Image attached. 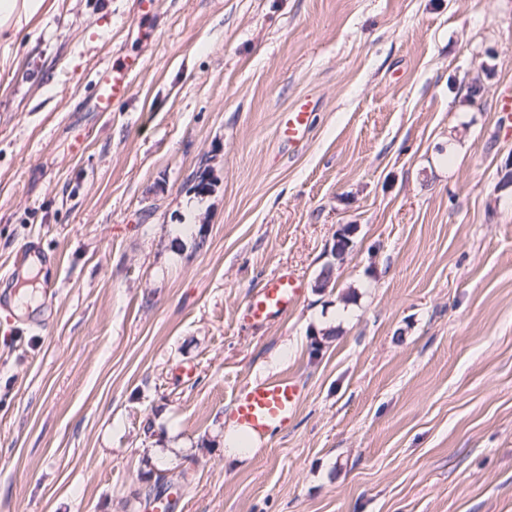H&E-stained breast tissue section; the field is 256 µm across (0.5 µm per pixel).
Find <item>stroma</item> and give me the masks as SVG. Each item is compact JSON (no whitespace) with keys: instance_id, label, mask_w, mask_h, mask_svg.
Wrapping results in <instances>:
<instances>
[{"instance_id":"obj_1","label":"stroma","mask_w":512,"mask_h":512,"mask_svg":"<svg viewBox=\"0 0 512 512\" xmlns=\"http://www.w3.org/2000/svg\"><path fill=\"white\" fill-rule=\"evenodd\" d=\"M12 48L0 271L30 237L60 262L45 327L0 313V512H152L160 470L188 473L172 512H512V0H58ZM285 268L301 300L252 329ZM278 374L295 420L225 456ZM141 62L128 55L119 56L111 65L101 70L95 82L94 93L88 98L97 112H105L116 101L125 99L132 87V74ZM319 106L317 99L305 96L298 99L291 108L282 112L278 123V137L291 146H300L312 128L310 116ZM303 400L302 386L291 377H271L241 386L233 400V422L251 436H271L288 429ZM230 426L224 436V453L246 457L255 448L242 446L243 430Z\"/></svg>"}]
</instances>
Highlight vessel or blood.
Here are the masks:
<instances>
[{
    "instance_id": "b4317fda",
    "label": "vessel or blood",
    "mask_w": 512,
    "mask_h": 512,
    "mask_svg": "<svg viewBox=\"0 0 512 512\" xmlns=\"http://www.w3.org/2000/svg\"><path fill=\"white\" fill-rule=\"evenodd\" d=\"M141 64L123 55L101 70L89 101L100 112L107 111L116 101L125 99L132 87V75ZM319 106L317 99L306 96L282 112L278 123V137L289 145L300 146L312 128L310 116ZM39 263L52 268L57 264L54 255L41 250L38 242L30 240L15 254L12 268ZM303 295L302 279L291 271L273 274L261 292L249 299L245 309L247 323L262 327L273 323L292 310ZM303 399V390L291 377H271L255 380L241 386L233 400L231 417L245 432L257 437L286 430L293 421Z\"/></svg>"
}]
</instances>
